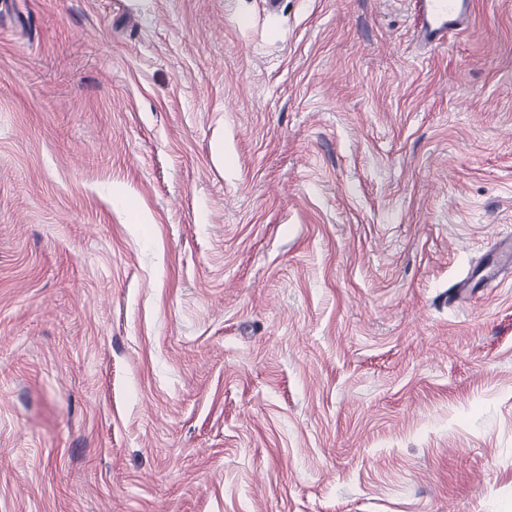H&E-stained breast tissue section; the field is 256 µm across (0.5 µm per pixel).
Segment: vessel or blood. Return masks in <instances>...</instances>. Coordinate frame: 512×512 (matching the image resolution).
<instances>
[{
	"label": "vessel or blood",
	"instance_id": "vessel-or-blood-1",
	"mask_svg": "<svg viewBox=\"0 0 512 512\" xmlns=\"http://www.w3.org/2000/svg\"><path fill=\"white\" fill-rule=\"evenodd\" d=\"M419 37L424 45L437 48L469 18L473 0H413Z\"/></svg>",
	"mask_w": 512,
	"mask_h": 512
}]
</instances>
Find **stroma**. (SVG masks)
<instances>
[{
	"mask_svg": "<svg viewBox=\"0 0 512 512\" xmlns=\"http://www.w3.org/2000/svg\"><path fill=\"white\" fill-rule=\"evenodd\" d=\"M0 0V512H512V0ZM422 43L433 48L444 45L448 34L464 25L471 15L472 0H413Z\"/></svg>",
	"mask_w": 512,
	"mask_h": 512,
	"instance_id": "35a3bbf8",
	"label": "stroma"
}]
</instances>
